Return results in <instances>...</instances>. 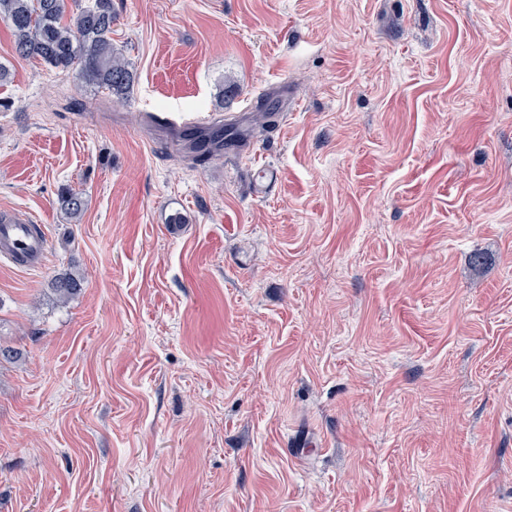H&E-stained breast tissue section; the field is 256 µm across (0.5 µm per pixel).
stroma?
<instances>
[{
    "instance_id": "1",
    "label": "stroma",
    "mask_w": 512,
    "mask_h": 512,
    "mask_svg": "<svg viewBox=\"0 0 512 512\" xmlns=\"http://www.w3.org/2000/svg\"><path fill=\"white\" fill-rule=\"evenodd\" d=\"M113 7L122 101L0 17V512H512V0ZM278 112L276 102L267 97H260L252 111L250 124L246 126L252 138H258L270 127L275 125ZM58 204L72 219H80L85 210V200L81 192L72 189L62 190L58 195ZM39 223L32 217L0 213V259L7 260L15 268H32L46 257L51 242L44 224ZM83 277L76 273L65 272L56 275L52 281V290L59 301H65L78 294L83 288Z\"/></svg>"
}]
</instances>
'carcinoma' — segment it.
Masks as SVG:
<instances>
[{"mask_svg": "<svg viewBox=\"0 0 512 512\" xmlns=\"http://www.w3.org/2000/svg\"><path fill=\"white\" fill-rule=\"evenodd\" d=\"M0 14L7 18L14 37L16 54L23 59H39L45 64L72 72L86 87L124 95L134 82L133 72L112 47V25L116 16L112 0H93V5L69 14L65 0H0ZM277 103L261 97L252 111L246 130L227 121L219 127L225 144L235 146L247 136L257 138L275 125ZM58 204L72 219L85 210L82 193L66 189ZM83 277L60 273L52 281L56 298L65 301L83 288Z\"/></svg>", "mask_w": 512, "mask_h": 512, "instance_id": "cac0c4a2", "label": "carcinoma"}]
</instances>
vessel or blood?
Segmentation results:
<instances>
[{"label":"vessel or blood","instance_id":"1","mask_svg":"<svg viewBox=\"0 0 512 512\" xmlns=\"http://www.w3.org/2000/svg\"><path fill=\"white\" fill-rule=\"evenodd\" d=\"M50 247V239L37 219L0 213V259L16 268H32L47 256Z\"/></svg>","mask_w":512,"mask_h":512}]
</instances>
